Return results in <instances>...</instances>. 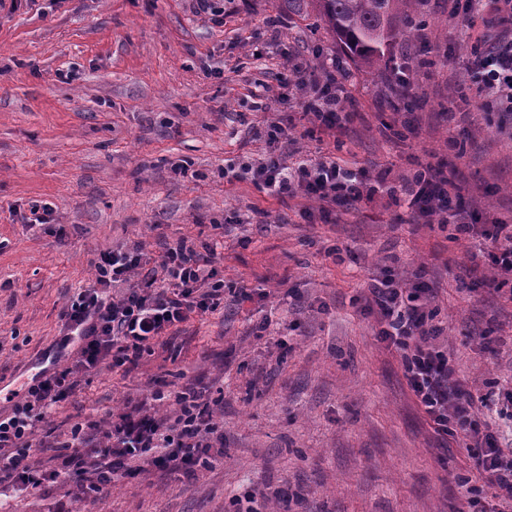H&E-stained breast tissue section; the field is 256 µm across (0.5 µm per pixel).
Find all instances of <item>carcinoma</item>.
Segmentation results:
<instances>
[{"label": "carcinoma", "instance_id": "carcinoma-1", "mask_svg": "<svg viewBox=\"0 0 512 512\" xmlns=\"http://www.w3.org/2000/svg\"><path fill=\"white\" fill-rule=\"evenodd\" d=\"M290 15L315 10L354 63L385 73L394 69V44L417 30L422 0H284Z\"/></svg>", "mask_w": 512, "mask_h": 512}]
</instances>
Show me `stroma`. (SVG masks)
Masks as SVG:
<instances>
[{
  "mask_svg": "<svg viewBox=\"0 0 512 512\" xmlns=\"http://www.w3.org/2000/svg\"><path fill=\"white\" fill-rule=\"evenodd\" d=\"M0 0V410L66 342L61 312L101 253L159 261L187 240L214 251L224 303L153 341L137 365L80 373L29 450L75 423L111 421L155 392L204 387L223 414L224 460L194 480L125 477L75 504L58 479L12 512H459L470 460L437 438L400 357L362 309L372 277L422 276L456 376L474 397L512 389V294L478 285L488 259L452 227L413 220L379 194L337 209L280 201L244 163L288 127L287 164L337 157L390 184L442 167L482 223L512 224V122L480 105L465 70L490 30L454 37L448 0H425L416 40L393 50L411 75L359 68L317 15L282 0ZM343 60L353 79L336 135L303 116L297 66ZM49 204L48 224H31ZM266 499H258V492Z\"/></svg>",
  "mask_w": 512,
  "mask_h": 512,
  "instance_id": "obj_1",
  "label": "stroma"
}]
</instances>
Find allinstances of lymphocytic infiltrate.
I'll list each match as a JSON object with an SVG mask.
<instances>
[{"label": "lymphocytic infiltrate", "instance_id": "f902f5d3", "mask_svg": "<svg viewBox=\"0 0 512 512\" xmlns=\"http://www.w3.org/2000/svg\"><path fill=\"white\" fill-rule=\"evenodd\" d=\"M448 14L468 31L475 19L491 16L499 34L482 54L466 65L470 80L485 92L502 114L512 117V0H448ZM336 61L308 71L316 89L307 114L323 130L332 131L343 118L342 99L336 92ZM285 128L271 136L265 158L246 167L252 182L267 195L282 200L299 195L340 207L361 200L364 184L354 169L333 158L304 159L287 165L278 144ZM410 207L428 223L444 224L455 205L448 181L440 173L417 175L405 186ZM456 232L480 236L491 257L493 275L487 286L500 287L512 278V224L477 228L461 219ZM209 256L185 244L168 247L158 268L143 271L142 259L129 252L102 253L92 286L78 292L64 308L61 319L68 335L80 346L75 361L53 373L41 374L10 412L0 413V488L37 490L56 481L57 473L42 470L28 450L37 425L53 404L66 399L84 369L107 365L112 356L136 362L151 341L166 335L191 315L216 310L224 300V282L211 271ZM139 283H132V276ZM369 305L379 316L378 336L401 358L409 387L435 434L457 443L475 461L468 488L467 512H512V448L502 446L497 429L479 424L474 403L496 405L491 395L474 399L455 377L447 352L437 347L433 315L422 304V288L385 281L370 283ZM173 416H156L135 408L123 412L109 426L75 424L71 431L67 467L78 482L92 487L111 484L128 468L131 459L158 469L169 467L194 477L202 465L223 460L224 439L219 433L220 409L211 405L203 389L187 385L174 396Z\"/></svg>", "mask_w": 512, "mask_h": 512}]
</instances>
